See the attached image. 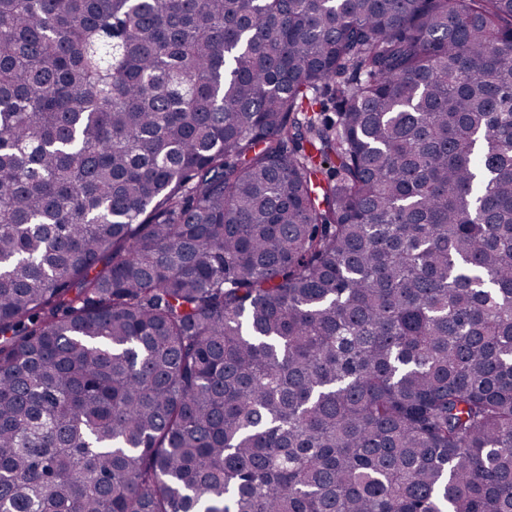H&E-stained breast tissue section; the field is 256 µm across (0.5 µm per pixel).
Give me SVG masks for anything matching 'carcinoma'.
I'll list each match as a JSON object with an SVG mask.
<instances>
[{"mask_svg": "<svg viewBox=\"0 0 512 512\" xmlns=\"http://www.w3.org/2000/svg\"><path fill=\"white\" fill-rule=\"evenodd\" d=\"M0 512H512V0H0Z\"/></svg>", "mask_w": 512, "mask_h": 512, "instance_id": "obj_1", "label": "carcinoma"}]
</instances>
